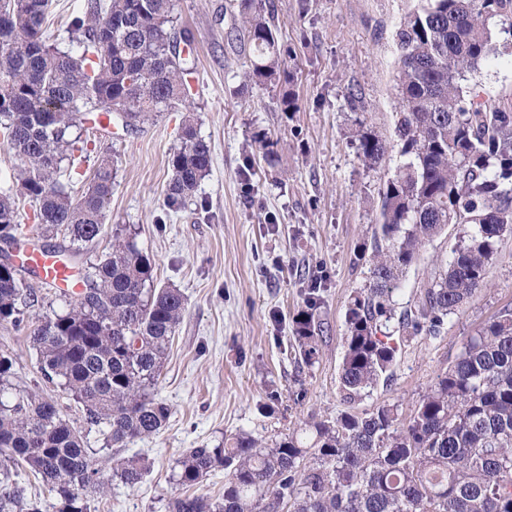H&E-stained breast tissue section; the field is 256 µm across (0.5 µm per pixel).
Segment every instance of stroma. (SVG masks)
I'll return each instance as SVG.
<instances>
[{
	"label": "stroma",
	"mask_w": 512,
	"mask_h": 512,
	"mask_svg": "<svg viewBox=\"0 0 512 512\" xmlns=\"http://www.w3.org/2000/svg\"><path fill=\"white\" fill-rule=\"evenodd\" d=\"M419 0H266L290 82L252 78V53L225 33L240 24L237 0H175L196 59L190 107L212 148V170L195 203L164 204L167 160L183 115L169 112L140 131L106 135L118 174L107 228L132 224L155 265L157 285L181 290L185 312L157 385L170 416L161 431L119 450L144 457L136 487L112 485L91 497L90 512H167L180 495L178 459L203 444L246 432L272 445L311 418L394 403L409 417L436 376L455 361L464 337L512 308V234H504L489 278L439 334L393 333L396 359L369 396L346 403L339 389L346 313L369 285L379 191L396 162L368 167L353 140L358 123L391 138L397 107L396 31ZM471 79L491 95L512 93V53L490 57ZM298 108L283 111V96ZM271 142L259 147L260 138ZM465 230L424 248L402 277L396 310L416 301L443 270ZM318 280L325 338L319 358H294L292 319ZM0 351L14 354L18 382L59 397L38 369L26 333L0 325ZM89 445L102 460L97 434Z\"/></svg>",
	"instance_id": "1"
}]
</instances>
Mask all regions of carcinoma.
I'll return each mask as SVG.
<instances>
[{
  "mask_svg": "<svg viewBox=\"0 0 512 512\" xmlns=\"http://www.w3.org/2000/svg\"><path fill=\"white\" fill-rule=\"evenodd\" d=\"M52 0H0V136L21 162L13 188L0 192V324L27 333L46 383L81 410L84 429L59 404L16 381L15 358L0 353V512H42L19 485L20 469L41 478L56 512H89L87 494L112 482L133 488L145 462L95 459L83 431L105 448H126L159 433L170 415L155 390L185 311L179 289L155 286V265L127 227L104 231L117 177L108 153L78 199L59 180L88 157L84 134L103 118L136 132L192 98L194 64L184 56L191 32L174 24L173 0H88L68 24L69 47L45 35ZM252 48V74L291 81L263 0H240ZM512 44V0H422L396 31L398 112L394 140L358 123L359 156L370 168L392 153L399 163L380 189L370 284L346 315L340 366L343 399L354 403L388 375L395 347L382 323L398 318L406 336L436 334L485 286L497 244L512 233V103L468 83L490 56ZM165 205L194 200L211 172L209 143L186 117L168 156ZM35 204L40 236L61 230L69 246L42 251L81 261L80 288L64 308L34 319L39 298L16 259L18 203ZM468 230L443 273L400 315L393 293L426 244L448 230ZM318 289L293 319L294 356L318 358L324 326ZM309 445L293 431L270 448L247 433L226 447L203 444L177 460L183 494L168 512H512V308L465 339L413 416L397 404L313 419ZM225 471L224 494L194 489Z\"/></svg>",
  "mask_w": 512,
  "mask_h": 512,
  "instance_id": "carcinoma-1",
  "label": "carcinoma"
}]
</instances>
